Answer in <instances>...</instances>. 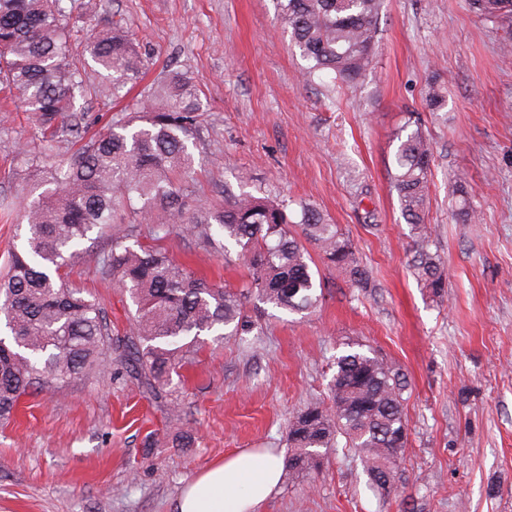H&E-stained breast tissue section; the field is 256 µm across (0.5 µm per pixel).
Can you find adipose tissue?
<instances>
[{
	"label": "adipose tissue",
	"instance_id": "1",
	"mask_svg": "<svg viewBox=\"0 0 512 512\" xmlns=\"http://www.w3.org/2000/svg\"><path fill=\"white\" fill-rule=\"evenodd\" d=\"M283 466V458L269 451L225 456L186 483L176 512H256L276 491Z\"/></svg>",
	"mask_w": 512,
	"mask_h": 512
}]
</instances>
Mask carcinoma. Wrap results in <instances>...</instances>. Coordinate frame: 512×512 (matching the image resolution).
<instances>
[{
  "instance_id": "1",
  "label": "carcinoma",
  "mask_w": 512,
  "mask_h": 512,
  "mask_svg": "<svg viewBox=\"0 0 512 512\" xmlns=\"http://www.w3.org/2000/svg\"><path fill=\"white\" fill-rule=\"evenodd\" d=\"M63 0H0V83L19 94L29 112L38 151L18 156L41 174L44 191L22 214L27 235L0 277V421L12 418L22 397L89 378L117 360L147 393L165 399L167 418L181 417L178 399L163 391L201 337L222 340L250 330L247 305L257 301L288 314L309 313L323 299L313 259L368 285L347 239L307 203H291L224 189V205L191 213L186 199L196 172L194 140L198 90L174 76L144 91L138 108L104 134L86 141L73 157L63 142L79 133L77 103L95 88L79 67L72 44L76 22ZM484 19L512 15V0H468ZM383 0H276V20L308 62V76L330 75L354 85L377 49ZM92 60L112 81V94L140 78L132 37L115 25L94 33ZM390 168L401 214L413 237L412 269L432 297L441 299L448 274L431 249L425 223L433 149L419 119H407ZM155 239L174 230L206 249L228 252L249 270L241 289L208 283L163 248L139 242L141 225ZM112 247L97 257L135 307L132 327L113 337L102 306L81 288L66 286V269L93 232ZM329 403L312 402L288 422L289 478L316 470L322 450L343 447L357 455L368 487L386 495L382 476L395 473L408 440L401 369L374 349L348 343L333 362Z\"/></svg>"
}]
</instances>
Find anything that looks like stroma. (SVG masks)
<instances>
[{"instance_id": "obj_1", "label": "stroma", "mask_w": 512, "mask_h": 512, "mask_svg": "<svg viewBox=\"0 0 512 512\" xmlns=\"http://www.w3.org/2000/svg\"><path fill=\"white\" fill-rule=\"evenodd\" d=\"M83 2H73L83 31L120 23L145 71L125 96L87 99V133L182 73L200 90L188 210L223 203L228 187L305 201L349 239L370 286L324 266L310 315L276 319L249 303L250 333L207 340L173 380L175 424L117 363L23 397L16 420L0 424V512H175L183 486L214 460L287 451L289 418L325 399L346 342L373 347L409 382L396 493L368 492L360 459L340 448L312 477L281 483L258 512H512V54L501 50L512 20L479 18L466 0H384L375 57L346 88L302 80L307 63L273 0H96L89 13ZM432 84L445 96L436 112L424 101ZM411 112L433 147L426 222L448 271L439 305L411 272L410 227L389 177L395 132ZM33 139L20 102L0 99V271L25 234L21 213L34 195L16 150ZM463 200L476 223H455ZM161 244L210 283L247 280L242 262L192 239L173 233ZM110 246L97 239L67 281L123 334L132 303L96 268Z\"/></svg>"}]
</instances>
